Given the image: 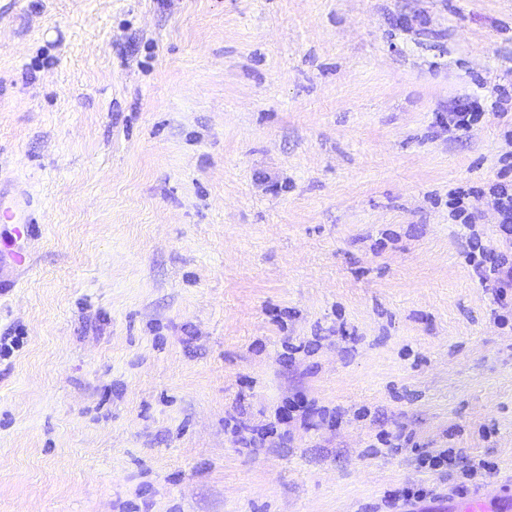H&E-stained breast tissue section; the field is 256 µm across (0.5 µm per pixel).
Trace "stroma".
Masks as SVG:
<instances>
[{"instance_id":"35a3bbf8","label":"stroma","mask_w":512,"mask_h":512,"mask_svg":"<svg viewBox=\"0 0 512 512\" xmlns=\"http://www.w3.org/2000/svg\"><path fill=\"white\" fill-rule=\"evenodd\" d=\"M511 181L512 0H0V204L39 227L0 222L29 255L0 512H436L512 480V288L463 254L512 261ZM484 115L485 112H483L480 103L476 101L462 102L454 107L453 112H450L448 127L451 128L452 126L454 130L466 131L480 122ZM495 209L499 215V230L506 239L512 240V184L499 183L491 188ZM473 189L463 190L458 188L448 193V206L455 213V217L459 218L463 224H471L474 218L473 212H468L469 208L464 205L465 199L479 197V192ZM466 261L473 267L480 279L487 280L493 276L499 284L498 288H512V264L508 265L504 259L495 258L491 249L484 246L481 241H472L466 252ZM418 459L421 461V464H428L429 467H431V468L440 466L441 463L445 462V461L448 462V466H455L457 464L462 463L463 469L467 472V475H469V476L476 475L478 473V469H481L485 473H489V474L493 470V467L490 464H487L485 462H479L478 466L476 467L474 464H472L470 462V460L468 461V459H466V457L464 458L463 456H459V455L452 454V453L447 454V455L440 454L439 456H430L426 452L425 453L422 452V453L418 454Z\"/></svg>"}]
</instances>
